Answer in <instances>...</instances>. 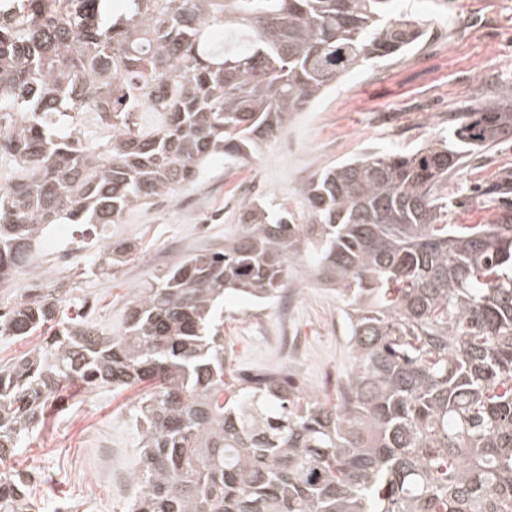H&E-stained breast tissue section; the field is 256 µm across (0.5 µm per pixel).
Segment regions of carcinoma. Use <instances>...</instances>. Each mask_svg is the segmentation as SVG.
<instances>
[{"label":"carcinoma","instance_id":"1","mask_svg":"<svg viewBox=\"0 0 512 512\" xmlns=\"http://www.w3.org/2000/svg\"><path fill=\"white\" fill-rule=\"evenodd\" d=\"M390 0H20L0 4V287L29 271L51 224L104 230L244 162L331 88L422 39ZM155 112L145 126L135 113ZM93 112L91 146L73 131ZM457 144L367 152L318 172L307 223L243 202L224 249L135 293L123 330L62 322L19 296L0 336L41 341L0 362V461L76 381L149 383L132 418L140 458L128 512H512V176L491 224H450L448 175L512 137V94L471 106ZM133 253L116 243L103 270ZM336 289L355 360L339 404L279 372L224 380V293L264 302L292 266ZM31 476L0 469V512H33Z\"/></svg>","mask_w":512,"mask_h":512}]
</instances>
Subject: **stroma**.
Returning a JSON list of instances; mask_svg holds the SVG:
<instances>
[{
	"instance_id": "stroma-1",
	"label": "stroma",
	"mask_w": 512,
	"mask_h": 512,
	"mask_svg": "<svg viewBox=\"0 0 512 512\" xmlns=\"http://www.w3.org/2000/svg\"><path fill=\"white\" fill-rule=\"evenodd\" d=\"M393 13L423 21L414 49L339 78L318 103L296 113L249 165L258 197L295 212L305 223L304 190L314 175L369 152H406L452 139L465 109L512 93V0H393ZM240 164L215 157L196 181L172 197L127 213L105 230L109 241L137 249L112 272L102 269L100 242L77 224H54L42 243L40 283L56 295L61 318L93 319L122 331L134 293L167 267L202 249L223 246L234 233L241 196L225 191ZM512 172V140L470 156L448 179L456 205L452 224H487L492 208L473 193L477 183ZM288 287L255 305L224 299V357L233 374L280 367L294 373L307 398L335 404L341 376L354 365L345 343L343 304L315 285L305 263L293 265ZM141 394L68 386L60 408L25 443L8 467L35 478L41 512H127L138 435L129 412Z\"/></svg>"
}]
</instances>
